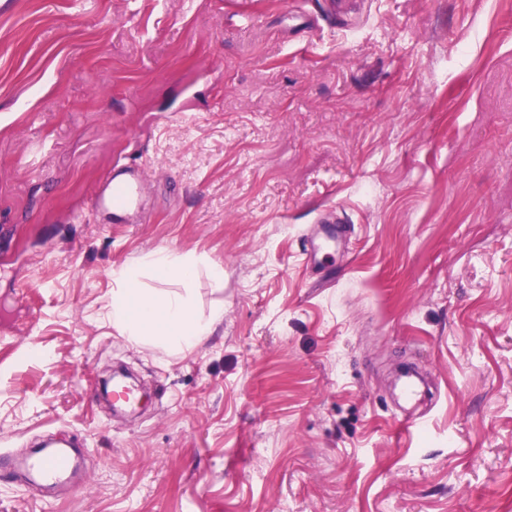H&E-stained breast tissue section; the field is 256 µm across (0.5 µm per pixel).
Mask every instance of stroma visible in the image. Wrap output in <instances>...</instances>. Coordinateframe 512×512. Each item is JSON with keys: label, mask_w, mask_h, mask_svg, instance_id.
<instances>
[{"label": "stroma", "mask_w": 512, "mask_h": 512, "mask_svg": "<svg viewBox=\"0 0 512 512\" xmlns=\"http://www.w3.org/2000/svg\"><path fill=\"white\" fill-rule=\"evenodd\" d=\"M125 164L140 209H95ZM162 249L224 267L177 357L106 317ZM49 436L83 468L0 512H512L507 0H0V453ZM348 226L341 224L337 219L323 220L320 226L319 236L309 242L306 252L311 261L318 263L320 260L333 257L329 250L330 242H340L348 235Z\"/></svg>", "instance_id": "35a3bbf8"}]
</instances>
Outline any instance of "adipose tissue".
Here are the masks:
<instances>
[{
	"label": "adipose tissue",
	"instance_id": "1",
	"mask_svg": "<svg viewBox=\"0 0 512 512\" xmlns=\"http://www.w3.org/2000/svg\"><path fill=\"white\" fill-rule=\"evenodd\" d=\"M142 270H115L116 286L108 305V316L119 335L130 341L157 342L168 354L179 355L210 336L224 320V306L216 302L200 312L189 291L199 274H206L214 287L224 285V268L200 257L175 250L147 255ZM160 280L157 288L143 287L142 272Z\"/></svg>",
	"mask_w": 512,
	"mask_h": 512
}]
</instances>
